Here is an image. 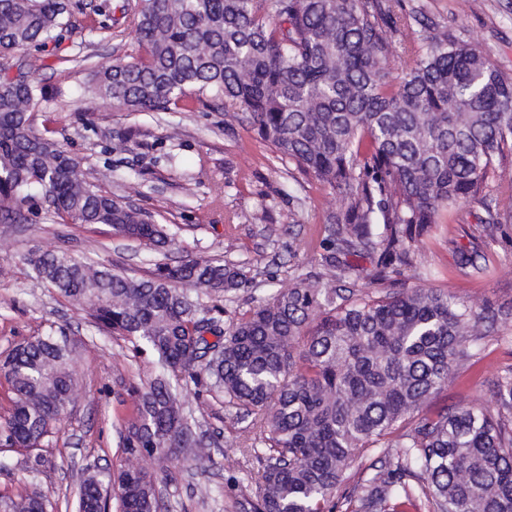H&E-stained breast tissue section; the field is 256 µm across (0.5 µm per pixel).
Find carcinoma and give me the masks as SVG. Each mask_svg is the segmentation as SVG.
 <instances>
[{
    "mask_svg": "<svg viewBox=\"0 0 512 512\" xmlns=\"http://www.w3.org/2000/svg\"><path fill=\"white\" fill-rule=\"evenodd\" d=\"M63 0H0V48L22 51L70 23ZM132 33L144 54L96 74L116 108L163 111L193 91L224 96L253 130L345 206L325 218L318 265L330 277H297L255 300L223 328L199 293L248 283L241 265L200 256L135 278L65 253L34 250V279L88 310L98 327L140 342L156 371L137 391V417L118 473L89 470L78 512H168L143 465L186 448L214 449L185 413L171 374L222 392L258 429L262 474L240 486L250 512H512V368L497 410L450 406L420 414L448 386L499 311H481L421 284L373 291L387 270L415 267V243L466 203L489 229L512 222L486 193L491 171L512 155V77L446 32L391 74L398 17L391 0H138ZM31 81L0 73V223L13 224L33 194L64 224H103L157 250L170 243L153 216L88 181L80 162L37 132ZM372 151H358L362 138ZM377 257L361 281L336 251ZM345 282L346 288L336 287ZM65 336H36L0 362L15 395L0 420L3 451L40 449L78 398ZM386 449L371 473L336 496L368 448ZM0 512H58L54 491L0 493Z\"/></svg>",
    "mask_w": 512,
    "mask_h": 512,
    "instance_id": "obj_1",
    "label": "carcinoma"
}]
</instances>
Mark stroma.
<instances>
[{"mask_svg":"<svg viewBox=\"0 0 512 512\" xmlns=\"http://www.w3.org/2000/svg\"><path fill=\"white\" fill-rule=\"evenodd\" d=\"M91 15L59 30L54 44L0 56L14 67L26 56L40 58L33 81L42 99L33 127L56 140L83 167L89 181L115 194L126 183L139 187L132 204L164 224L174 243L152 251L114 236L101 224H61L41 199L22 210L15 224H0V360L24 339L63 332L74 349L72 369L80 397L40 455L9 452L0 470V493L22 492L23 478L60 495L61 512H77L79 482L86 469L118 470L122 430L136 418L135 391L153 371L150 353L127 339L95 327L54 288L32 278L34 249L91 257L129 276L145 278L160 265L176 266L204 254L235 261L253 283L235 294L204 298L213 316L229 323L246 314L253 298L287 287L315 270L324 220L336 196L317 180L288 170L223 99L201 96L189 108L128 112L93 96L92 74L118 57L140 50L130 35L127 0H69ZM399 16H413L395 42L392 72L409 54L426 49V17L450 35L470 42L512 77V0H395ZM480 205L457 207L422 237L417 262L431 271L430 285L447 289L474 308L512 307V223L487 234ZM512 365V321L481 340L476 356L463 361L446 389L422 407L432 414L457 403L496 408V385ZM184 400L199 430L221 452L236 456V470L200 464L182 453L164 461L146 459L171 512H240L238 485L257 477L261 465L249 449L254 431L236 407L205 385L187 384ZM213 488L202 501L193 484Z\"/></svg>","mask_w":512,"mask_h":512,"instance_id":"obj_1","label":"stroma"}]
</instances>
